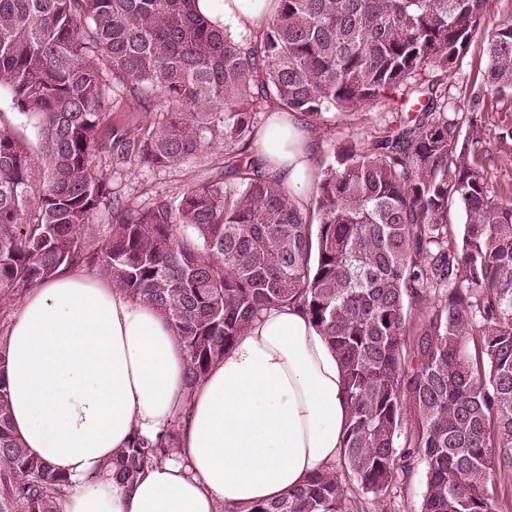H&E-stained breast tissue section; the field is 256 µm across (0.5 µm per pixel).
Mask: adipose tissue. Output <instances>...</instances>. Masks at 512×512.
Listing matches in <instances>:
<instances>
[{
	"label": "adipose tissue",
	"instance_id": "ef3b65f1",
	"mask_svg": "<svg viewBox=\"0 0 512 512\" xmlns=\"http://www.w3.org/2000/svg\"><path fill=\"white\" fill-rule=\"evenodd\" d=\"M211 0L198 10L238 40L277 0ZM257 156L301 192L314 170L310 134L271 113ZM11 426L24 448L70 479L64 512H218L299 486L338 458L348 420L342 368L302 309L268 312L193 390L186 353L150 304L84 270L57 274L23 299L6 333ZM176 460L132 490L91 475L132 433L153 437L174 416Z\"/></svg>",
	"mask_w": 512,
	"mask_h": 512
}]
</instances>
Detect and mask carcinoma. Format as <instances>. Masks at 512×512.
<instances>
[{
  "label": "carcinoma",
  "instance_id": "cac0c4a2",
  "mask_svg": "<svg viewBox=\"0 0 512 512\" xmlns=\"http://www.w3.org/2000/svg\"><path fill=\"white\" fill-rule=\"evenodd\" d=\"M489 0H279L235 42L196 0H0V91L38 131L41 173L0 127V299L88 268L155 306L187 355V390L264 312L297 306L343 367L349 417L336 463L247 512H396L424 473L417 512H512V195L481 140L448 112V69ZM483 87L512 91V20L488 39ZM398 127L344 144L311 204L258 165L221 171L173 201L129 205L112 161L176 167L206 145L241 155L255 113L316 121L390 91ZM159 112L157 130L126 125ZM107 154L100 164L95 154ZM468 224L457 241L452 207ZM108 213L100 248L82 236ZM0 354V512H63L70 482L13 434ZM182 415L132 434L102 475L132 490L173 458Z\"/></svg>",
  "mask_w": 512,
  "mask_h": 512
}]
</instances>
